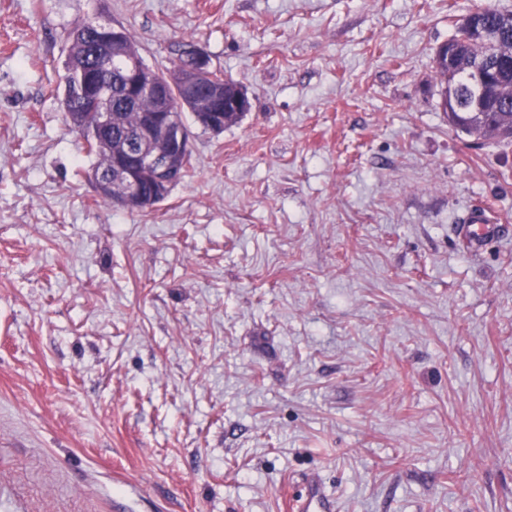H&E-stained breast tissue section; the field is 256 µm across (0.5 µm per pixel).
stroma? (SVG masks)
Here are the masks:
<instances>
[{"label": "stroma", "mask_w": 512, "mask_h": 512, "mask_svg": "<svg viewBox=\"0 0 512 512\" xmlns=\"http://www.w3.org/2000/svg\"><path fill=\"white\" fill-rule=\"evenodd\" d=\"M512 0H0V512H512V144L434 51ZM93 18L246 88L160 204H103L53 93ZM461 233L464 236L468 252L472 257L481 253L482 247L489 238L499 237L508 230V224H492L485 208L477 212H469L463 220ZM291 511L295 512H334L335 504L327 497L321 485L308 480L304 492L291 495Z\"/></svg>", "instance_id": "obj_1"}]
</instances>
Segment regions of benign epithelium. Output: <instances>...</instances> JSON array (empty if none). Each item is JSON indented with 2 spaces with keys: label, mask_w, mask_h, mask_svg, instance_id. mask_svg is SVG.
I'll list each match as a JSON object with an SVG mask.
<instances>
[{
  "label": "benign epithelium",
  "mask_w": 512,
  "mask_h": 512,
  "mask_svg": "<svg viewBox=\"0 0 512 512\" xmlns=\"http://www.w3.org/2000/svg\"><path fill=\"white\" fill-rule=\"evenodd\" d=\"M483 12L474 11L463 16L458 23L455 38L448 40L438 48V53L446 55L448 64H453L460 49L473 42L495 44L498 35L495 30L482 23ZM91 28L98 32L100 51L106 58H112V51L121 46L125 38L124 27L114 24L93 23ZM213 80L212 67L206 56L197 55L195 63L189 67L188 73L173 77H158L137 56L127 58L126 88L127 101L132 103L142 95H150L157 99V111L145 116L132 138L131 143L117 151L112 167L100 172L94 180L96 190L112 192V205L127 210H135L146 200L148 185L144 176L152 174L156 177L164 175L169 168L170 158L157 152L146 151L143 143L166 142L180 150L191 149V138L186 130L170 114L173 101L186 103L196 100L198 87ZM92 86V91L85 97L87 103L98 109L94 113L95 124L88 130L78 132L95 134L98 128L112 126V113L99 107L104 98L105 88L98 71L93 70L82 78ZM177 92V99L171 98V92ZM197 123L201 127L218 130L224 128V97L216 92L209 97V104L200 108Z\"/></svg>",
  "instance_id": "obj_1"
}]
</instances>
